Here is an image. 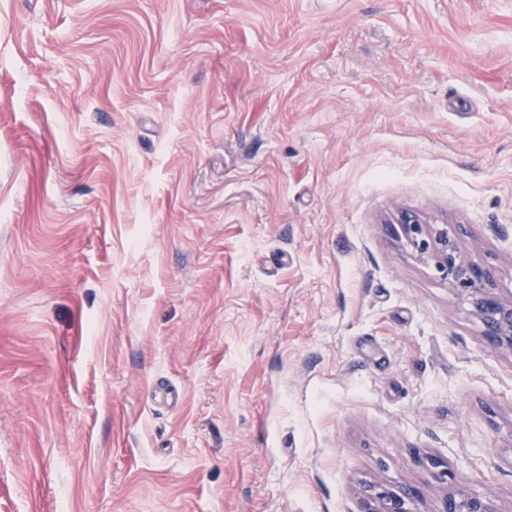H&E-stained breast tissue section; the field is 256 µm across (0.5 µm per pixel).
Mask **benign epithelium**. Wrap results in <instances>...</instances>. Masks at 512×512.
<instances>
[{
  "label": "benign epithelium",
  "mask_w": 512,
  "mask_h": 512,
  "mask_svg": "<svg viewBox=\"0 0 512 512\" xmlns=\"http://www.w3.org/2000/svg\"><path fill=\"white\" fill-rule=\"evenodd\" d=\"M391 232L411 247L419 259L432 261L439 277L454 288L458 298L466 301L483 325L487 346L512 352V299L505 300L499 295L489 267L463 259L445 226L423 224L402 214ZM428 463L436 481L451 484L433 512H497L489 499L454 483V474L442 461L430 458ZM419 496L415 487L369 486L359 498L358 512H417L414 505Z\"/></svg>",
  "instance_id": "obj_1"
}]
</instances>
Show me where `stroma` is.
<instances>
[{"instance_id": "obj_1", "label": "stroma", "mask_w": 512, "mask_h": 512, "mask_svg": "<svg viewBox=\"0 0 512 512\" xmlns=\"http://www.w3.org/2000/svg\"><path fill=\"white\" fill-rule=\"evenodd\" d=\"M402 213L512 297V0H0V512H512ZM431 476L440 483L453 484L440 499L433 512H498L484 496L471 492L465 486L454 483L455 476L442 461L429 458ZM420 496L416 487L369 486L358 502V512H419L413 508Z\"/></svg>"}]
</instances>
